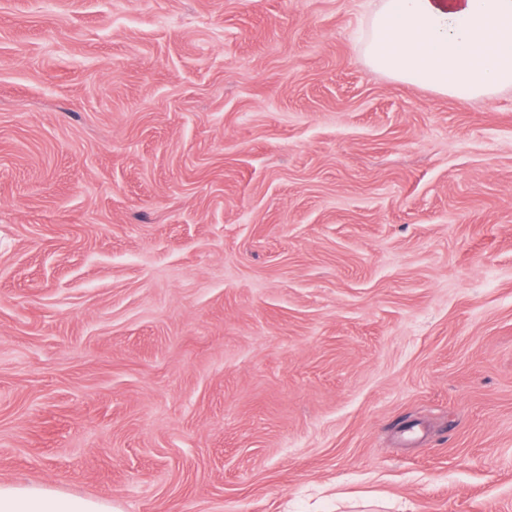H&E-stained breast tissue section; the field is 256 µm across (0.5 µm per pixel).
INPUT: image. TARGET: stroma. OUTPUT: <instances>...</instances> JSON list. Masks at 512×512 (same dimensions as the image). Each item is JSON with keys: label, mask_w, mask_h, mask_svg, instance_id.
Listing matches in <instances>:
<instances>
[{"label": "stroma", "mask_w": 512, "mask_h": 512, "mask_svg": "<svg viewBox=\"0 0 512 512\" xmlns=\"http://www.w3.org/2000/svg\"><path fill=\"white\" fill-rule=\"evenodd\" d=\"M377 6L0 0V483L512 512V87Z\"/></svg>", "instance_id": "35a3bbf8"}]
</instances>
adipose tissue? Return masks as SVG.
Listing matches in <instances>:
<instances>
[{
	"mask_svg": "<svg viewBox=\"0 0 512 512\" xmlns=\"http://www.w3.org/2000/svg\"><path fill=\"white\" fill-rule=\"evenodd\" d=\"M368 63L406 84L488 100L512 87V0H380ZM0 512H113L106 499L0 483Z\"/></svg>",
	"mask_w": 512,
	"mask_h": 512,
	"instance_id": "obj_1",
	"label": "adipose tissue"
}]
</instances>
